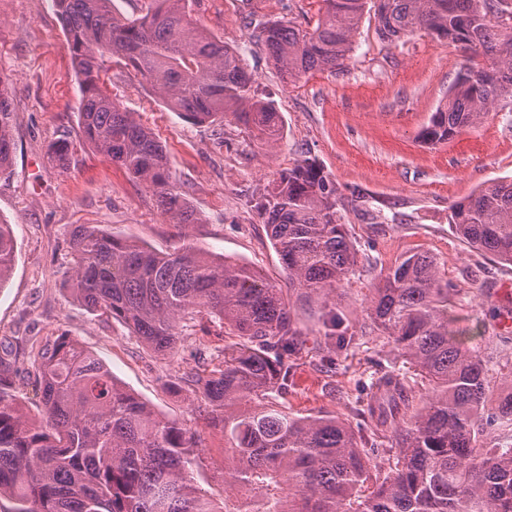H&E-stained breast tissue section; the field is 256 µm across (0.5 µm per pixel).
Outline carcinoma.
Returning <instances> with one entry per match:
<instances>
[{"label":"carcinoma","instance_id":"carcinoma-1","mask_svg":"<svg viewBox=\"0 0 512 512\" xmlns=\"http://www.w3.org/2000/svg\"><path fill=\"white\" fill-rule=\"evenodd\" d=\"M128 19L112 0H53L78 78L79 137L157 197L173 224L197 216L173 183L159 139L117 104L106 64L119 57L166 108L195 124L230 114L268 147L282 136L274 103L262 98L240 52L202 28L193 0H155ZM309 30L293 21L258 24L254 38L276 67L299 76L344 71L368 0H322ZM377 29L394 42L427 32L483 58L468 67L419 132L445 143L512 101V0H378ZM10 81L0 74V178L13 152ZM68 170L71 142L50 147ZM336 182L313 159L281 172L255 210L288 273V291L247 265L192 244L151 250L98 225L72 232L64 278L72 298L124 324L168 354L178 329L203 313L239 341L210 370L184 372L172 386L202 393L205 419L224 431V486L261 492L252 505L218 507L193 482L199 440L126 391L76 340L59 335L38 349L42 418H28L0 359V501L3 512H512V392L492 400L512 361L483 359L448 327V295L436 260L409 253L378 281L366 307L376 328L410 364L375 378L353 426L330 414L297 417L279 402L292 356L306 338L291 294L328 308L330 362L345 344L336 295L357 265L338 216ZM448 223L470 248L512 265V181H495L448 207ZM12 226L0 224V287L13 269ZM427 395L415 400V389ZM395 449L382 469L372 457Z\"/></svg>","mask_w":512,"mask_h":512}]
</instances>
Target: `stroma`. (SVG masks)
Masks as SVG:
<instances>
[{
    "mask_svg": "<svg viewBox=\"0 0 512 512\" xmlns=\"http://www.w3.org/2000/svg\"><path fill=\"white\" fill-rule=\"evenodd\" d=\"M320 6V0H199L196 7L204 28L240 49L260 91L281 113L283 137L272 149L230 117L220 126L186 121L131 66L113 60L107 85L114 101L165 144L175 184L198 217L181 229L158 210L150 190L78 138L71 53L51 0H0V73L11 79L14 140L11 175L0 179V221L12 225L16 239L12 275L0 287V344L15 355L19 402L37 416L40 394L28 378L35 348L71 336L155 412L198 431L204 450L194 481L219 503L224 435L200 417V393L172 389L170 382L183 370L222 361L232 335L205 320L173 354L161 355L119 322L74 303L63 278L77 225H105L160 252L189 241L283 286L288 275L253 201L283 169L310 157L336 181L338 210L358 251L336 299L352 341L337 352L335 365L322 366L325 311L313 301L294 304L309 347L297 356L283 398L289 412H327L356 423L370 382L385 370L405 372L363 307L381 274L408 252L436 259L452 287V326L466 331L470 346L494 360H512V328L502 327L512 321V266L468 247L448 222L451 203L479 186L512 180V104H498L483 124L447 143L422 144L420 130L474 60L424 32L383 41L370 12L346 71L282 76L255 43L254 24L279 18L303 28L315 22ZM64 136L73 162L61 174L48 150Z\"/></svg>",
    "mask_w": 512,
    "mask_h": 512,
    "instance_id": "obj_1",
    "label": "stroma"
}]
</instances>
